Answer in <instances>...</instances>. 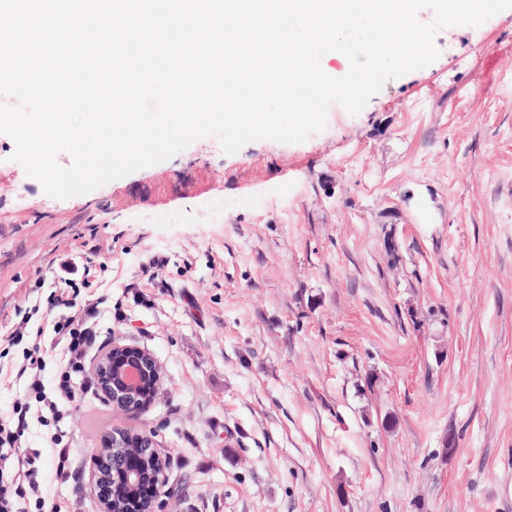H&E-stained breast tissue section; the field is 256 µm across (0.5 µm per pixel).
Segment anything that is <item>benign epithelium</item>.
Returning a JSON list of instances; mask_svg holds the SVG:
<instances>
[{"label":"benign epithelium","mask_w":512,"mask_h":512,"mask_svg":"<svg viewBox=\"0 0 512 512\" xmlns=\"http://www.w3.org/2000/svg\"><path fill=\"white\" fill-rule=\"evenodd\" d=\"M94 373L99 377V390L112 408L130 417L144 412L151 405L159 385L149 388V378L161 381L162 366L147 349L127 344L112 343V347L103 352L96 360ZM107 451L97 449L93 455L88 481L89 493L99 504V512H112L113 485L122 482L135 490L138 485L152 483L154 493L149 497L153 507H158L160 496L171 497L175 490L167 486L166 474L151 476L140 480L137 457L128 448L127 428L108 427L102 432ZM112 474L107 481L106 474Z\"/></svg>","instance_id":"7a95c632"}]
</instances>
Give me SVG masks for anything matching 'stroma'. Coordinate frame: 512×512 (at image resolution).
<instances>
[{
  "mask_svg": "<svg viewBox=\"0 0 512 512\" xmlns=\"http://www.w3.org/2000/svg\"><path fill=\"white\" fill-rule=\"evenodd\" d=\"M299 144L216 139L65 200L0 134V334L60 277L92 285V375L112 343L164 369L130 418L98 390L33 423L41 496L97 512L105 426L169 457L157 512H512V9ZM0 355V416L34 394ZM72 450L60 475L47 435Z\"/></svg>",
  "mask_w": 512,
  "mask_h": 512,
  "instance_id": "35a3bbf8",
  "label": "stroma"
}]
</instances>
